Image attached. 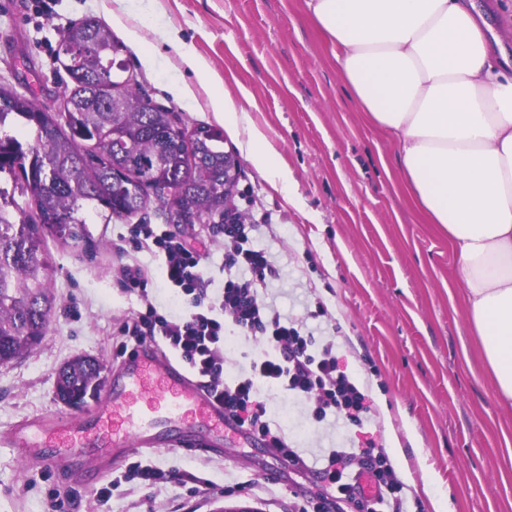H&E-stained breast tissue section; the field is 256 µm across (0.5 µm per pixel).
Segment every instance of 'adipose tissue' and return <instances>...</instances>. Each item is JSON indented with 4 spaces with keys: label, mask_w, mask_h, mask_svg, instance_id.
Instances as JSON below:
<instances>
[{
    "label": "adipose tissue",
    "mask_w": 512,
    "mask_h": 512,
    "mask_svg": "<svg viewBox=\"0 0 512 512\" xmlns=\"http://www.w3.org/2000/svg\"><path fill=\"white\" fill-rule=\"evenodd\" d=\"M305 4L358 111L397 138L416 206L447 232L481 362L512 411V77L494 57L490 23L475 0ZM246 151L288 188L258 129Z\"/></svg>",
    "instance_id": "ef3b65f1"
}]
</instances>
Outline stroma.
Here are the masks:
<instances>
[{
    "mask_svg": "<svg viewBox=\"0 0 512 512\" xmlns=\"http://www.w3.org/2000/svg\"><path fill=\"white\" fill-rule=\"evenodd\" d=\"M34 7V0H0V83L34 94L41 106L54 109L63 99L67 28L86 17L111 23L116 8L157 50L148 70L138 49L127 47V76L182 126L213 125L208 77L182 67L177 47L158 42L156 28L173 24L181 42L224 80L287 169L296 198L286 203L250 161L246 130L225 132L224 148L240 163L234 204L253 227L254 246L278 270L262 297L315 336L335 339L340 366L365 388L371 411L360 429L317 424L296 400L270 390L263 397L300 461L235 437L215 438L209 452L115 448L103 459L104 480L142 461L199 473L208 483L195 490L134 482L97 501L71 464L24 457L4 440L27 419L76 417L56 395L58 369L85 355L113 379L123 362L116 353L121 329L141 306L114 273L134 255L117 246L119 222L88 225L86 244L50 233L56 308L48 333L30 353L0 366V512H49L56 490L72 498L71 512H293L295 499L322 490L308 463L323 449L371 439L388 452L411 512H435L427 483L451 512H512V412L499 407L477 358L454 246L414 205L395 165L397 142L358 112L305 0H54L41 19ZM181 81L194 86L195 100L171 95ZM320 303L326 313L318 317ZM238 482L246 491L225 494V485Z\"/></svg>",
    "mask_w": 512,
    "mask_h": 512,
    "instance_id": "obj_1",
    "label": "stroma"
}]
</instances>
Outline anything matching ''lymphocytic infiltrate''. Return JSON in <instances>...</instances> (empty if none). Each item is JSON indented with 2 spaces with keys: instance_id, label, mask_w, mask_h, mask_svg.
I'll use <instances>...</instances> for the list:
<instances>
[{
  "instance_id": "f902f5d3",
  "label": "lymphocytic infiltrate",
  "mask_w": 512,
  "mask_h": 512,
  "mask_svg": "<svg viewBox=\"0 0 512 512\" xmlns=\"http://www.w3.org/2000/svg\"><path fill=\"white\" fill-rule=\"evenodd\" d=\"M212 231L224 241V283L217 289L205 268L203 250L151 224L127 225L126 235L135 249L158 261L164 285L183 304L178 313L160 309L148 292L150 268L140 260H130L118 274L123 287L141 301L140 309L130 318L129 333L141 342L161 340L168 353L223 405L225 415L239 430L288 459H298L299 453L276 425L263 390L286 393L315 422L333 417L363 426L367 396L357 381L341 370L335 342L317 341L304 322L283 318L262 298L261 288L276 278L278 271L265 250L251 245L248 225L216 224ZM234 335L258 342L260 349L246 354L245 365L230 377L224 348ZM314 473L328 493L303 500L296 512H329L334 500L353 503L359 512H408L403 485L384 449H326ZM173 479L181 485L202 482L190 472L174 478L158 467L136 461L97 490L96 496L111 497L134 480L154 485Z\"/></svg>"
}]
</instances>
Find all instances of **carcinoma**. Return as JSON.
<instances>
[{"instance_id":"1","label":"carcinoma","mask_w":512,"mask_h":512,"mask_svg":"<svg viewBox=\"0 0 512 512\" xmlns=\"http://www.w3.org/2000/svg\"><path fill=\"white\" fill-rule=\"evenodd\" d=\"M61 51L74 87L64 90L59 109L0 84V365L47 334L56 299L46 232L83 241L84 213L105 224L126 221L154 199L174 224L203 215L224 223L221 131L180 126L173 112L121 79L124 45L102 21L72 24ZM99 369L92 359H72L58 372V393L81 397Z\"/></svg>"}]
</instances>
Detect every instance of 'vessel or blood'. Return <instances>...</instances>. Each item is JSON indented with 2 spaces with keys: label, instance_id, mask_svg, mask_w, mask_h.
Here are the masks:
<instances>
[{
  "label": "vessel or blood",
  "instance_id": "obj_1",
  "mask_svg": "<svg viewBox=\"0 0 512 512\" xmlns=\"http://www.w3.org/2000/svg\"><path fill=\"white\" fill-rule=\"evenodd\" d=\"M188 420L206 424V431L183 433L167 440V448H206L212 437L233 428L223 406L198 386L182 364L151 342L127 357L98 409L75 420L52 415L24 421L6 440L17 448L39 449L52 463L61 456L83 463L87 449L106 452L131 443L152 446L165 429Z\"/></svg>",
  "mask_w": 512,
  "mask_h": 512
}]
</instances>
